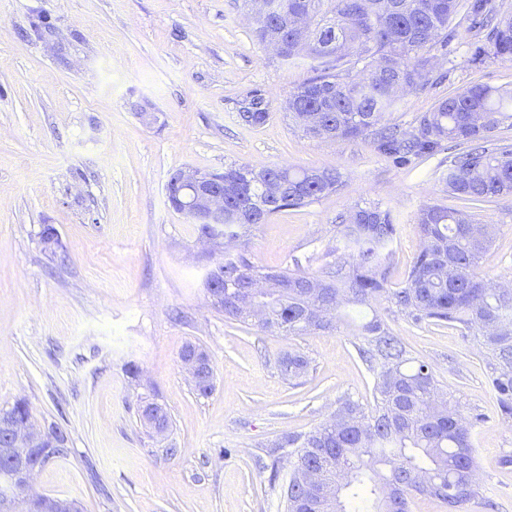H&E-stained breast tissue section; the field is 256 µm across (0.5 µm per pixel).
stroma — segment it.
<instances>
[{"mask_svg": "<svg viewBox=\"0 0 512 512\" xmlns=\"http://www.w3.org/2000/svg\"><path fill=\"white\" fill-rule=\"evenodd\" d=\"M455 39L433 89L404 95L391 119L412 127L436 101L472 85L512 89V61L467 60L472 34ZM242 0H0V408L28 402L67 437L65 458L38 473V492L80 512H286L288 451L352 398L374 405L353 320L377 314L438 384L477 417L479 497L512 512V417L502 415L470 332L417 324L385 299L342 305L335 330L263 333L225 318L203 286L213 263L196 225L175 211L166 184L177 171L247 164L334 169L343 185L285 209L239 244L256 265L320 275L336 219L377 202L397 224L390 287L403 285L422 247L415 224L428 204L456 206L438 158L405 165L369 141L311 140L285 107L312 74L259 43ZM259 92L270 117L238 116ZM496 227L478 273L512 284V197L476 211ZM54 227L66 260L50 261L40 233ZM202 346L213 369L197 392L180 360ZM291 353L310 367L291 381ZM156 403L171 418L149 437ZM176 446V455L165 452Z\"/></svg>", "mask_w": 512, "mask_h": 512, "instance_id": "1", "label": "stroma"}]
</instances>
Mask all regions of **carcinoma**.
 Masks as SVG:
<instances>
[{
  "label": "carcinoma",
  "mask_w": 512,
  "mask_h": 512,
  "mask_svg": "<svg viewBox=\"0 0 512 512\" xmlns=\"http://www.w3.org/2000/svg\"><path fill=\"white\" fill-rule=\"evenodd\" d=\"M271 8L255 20L257 40L266 43L282 31L285 62L310 60L314 75L288 98L289 117L309 138L370 140L374 149L398 164L433 158L442 152L441 180L460 208L441 204L416 216L423 247L401 288L388 287L389 246L396 232L391 212L380 206L354 207L336 225V259L324 275L267 270L227 246L273 214L305 207L342 185L336 171L248 165L224 170V223L201 224L200 234L224 239V316L261 332L300 336L333 329L332 320L305 326L308 287L320 286L317 301L339 306L366 304L383 296L413 322L462 325L486 351V366L502 414L512 416V288H495L476 270L492 244L493 227L475 224L470 210L494 198L512 196V144L487 146L491 134L512 120V89L476 85L438 100L416 118V126L387 125L401 93L423 91L435 61L448 55L450 24L462 15L473 39L469 61L512 60V13L499 0H269ZM308 19L299 33L282 28V13ZM248 125L266 122L269 112L240 106ZM43 248L55 260L63 252L56 230L41 231ZM270 279L265 292L270 321L252 319L237 308L253 285ZM365 339L360 356L375 374V405L346 399L331 421L302 435L282 438L292 449L289 478L304 465L323 469L324 482L336 485L328 499L302 490L288 496V512H409V498L433 497L448 512H464L477 497L466 478L475 472V422L437 384L429 365L408 353L377 315L357 325ZM300 353L281 361L295 378L307 370ZM32 419L19 400L0 416Z\"/></svg>",
  "instance_id": "carcinoma-1"
}]
</instances>
